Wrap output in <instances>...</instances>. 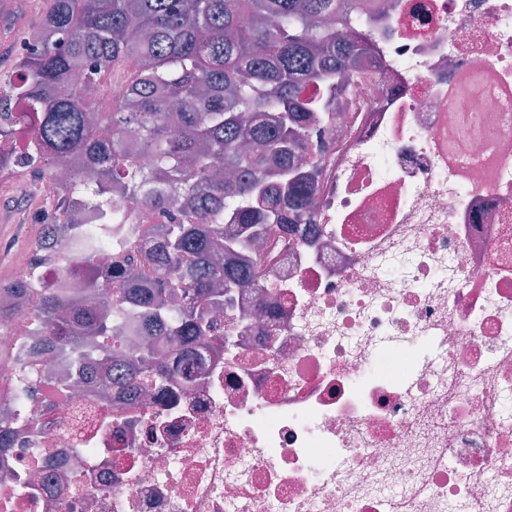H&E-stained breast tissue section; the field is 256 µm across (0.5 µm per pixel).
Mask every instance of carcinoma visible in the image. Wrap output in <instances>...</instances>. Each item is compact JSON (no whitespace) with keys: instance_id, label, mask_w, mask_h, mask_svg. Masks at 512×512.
<instances>
[{"instance_id":"1","label":"carcinoma","mask_w":512,"mask_h":512,"mask_svg":"<svg viewBox=\"0 0 512 512\" xmlns=\"http://www.w3.org/2000/svg\"><path fill=\"white\" fill-rule=\"evenodd\" d=\"M367 23L353 0H51L0 82V171L24 177L17 161L45 182L38 244L129 223L134 193L151 219L104 271L85 255L60 288L35 287L36 262L0 278V329L26 313L53 348L82 353L60 392L90 374L132 395L192 387L194 371L163 363L158 346L203 344L234 289L266 286L254 244L288 240L307 216L319 170L297 157L329 123L326 102L349 91ZM109 79L130 93L102 112L82 84ZM127 315L140 319L132 352L115 327ZM36 378L20 365L5 397L23 409ZM12 443L5 417L0 453Z\"/></svg>"}]
</instances>
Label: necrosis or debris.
Returning <instances> with one entry per match:
<instances>
[{
  "mask_svg": "<svg viewBox=\"0 0 512 512\" xmlns=\"http://www.w3.org/2000/svg\"><path fill=\"white\" fill-rule=\"evenodd\" d=\"M370 52L298 162L305 238L189 391L45 380L0 512H512V0H362Z\"/></svg>",
  "mask_w": 512,
  "mask_h": 512,
  "instance_id": "1",
  "label": "necrosis or debris"
}]
</instances>
